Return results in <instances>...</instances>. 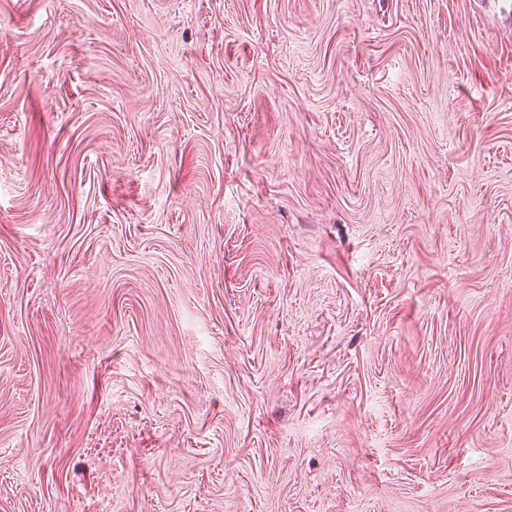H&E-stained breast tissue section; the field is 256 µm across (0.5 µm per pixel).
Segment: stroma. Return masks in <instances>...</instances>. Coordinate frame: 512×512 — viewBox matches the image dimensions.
<instances>
[{
	"instance_id": "obj_1",
	"label": "stroma",
	"mask_w": 512,
	"mask_h": 512,
	"mask_svg": "<svg viewBox=\"0 0 512 512\" xmlns=\"http://www.w3.org/2000/svg\"><path fill=\"white\" fill-rule=\"evenodd\" d=\"M0 512H512V0H0Z\"/></svg>"
}]
</instances>
